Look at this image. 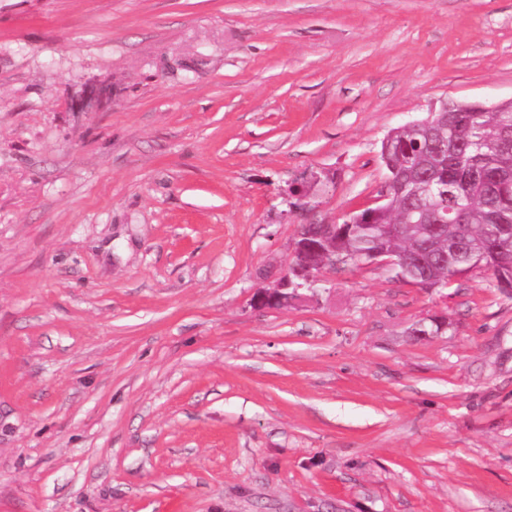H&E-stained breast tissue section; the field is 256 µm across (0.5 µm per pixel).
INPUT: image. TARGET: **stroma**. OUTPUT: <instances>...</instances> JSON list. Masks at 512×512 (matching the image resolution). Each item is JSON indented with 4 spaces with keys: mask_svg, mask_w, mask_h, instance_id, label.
<instances>
[{
    "mask_svg": "<svg viewBox=\"0 0 512 512\" xmlns=\"http://www.w3.org/2000/svg\"><path fill=\"white\" fill-rule=\"evenodd\" d=\"M510 99L512 0H0V512H512V292L253 304L389 131Z\"/></svg>",
    "mask_w": 512,
    "mask_h": 512,
    "instance_id": "obj_1",
    "label": "stroma"
}]
</instances>
